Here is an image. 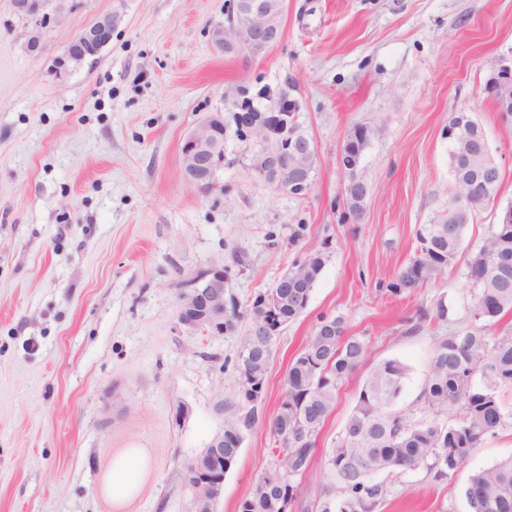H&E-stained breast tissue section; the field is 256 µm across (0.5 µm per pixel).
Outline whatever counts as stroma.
<instances>
[{
  "label": "stroma",
  "instance_id": "obj_1",
  "mask_svg": "<svg viewBox=\"0 0 512 512\" xmlns=\"http://www.w3.org/2000/svg\"><path fill=\"white\" fill-rule=\"evenodd\" d=\"M228 0H64L38 50L14 0H0V512H117L97 487L115 454L144 449L139 494L118 512H193L183 465L241 403L232 364L239 336L178 323L195 274L229 270L247 309L297 256L329 258L306 311L271 345L263 422L224 476L216 512L239 504L272 468L267 424L289 363L320 315L365 337L364 363L340 388L317 439L330 448L369 369L408 367L397 412L419 422L417 398L441 338L469 326L464 264L409 298L379 282L413 256L422 224L447 215L453 180L448 117L469 113L488 132L502 174L469 224L477 249L512 203V128L484 91L495 60L512 53V0H285L282 41L230 56L211 41ZM121 21L99 57L65 81L51 74L64 45L102 13ZM287 90L316 151L312 187L277 191L250 165L251 142L228 139L212 189L182 173L184 136L247 91ZM375 127L361 171L359 222L346 221L339 153L357 125ZM306 225L299 241L291 227ZM246 266L233 264L235 251ZM447 321L420 319L437 299ZM512 455V416L451 478L426 468L383 473L378 512H467L474 471Z\"/></svg>",
  "mask_w": 512,
  "mask_h": 512
}]
</instances>
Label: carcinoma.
Here are the masks:
<instances>
[{"label": "carcinoma", "mask_w": 512, "mask_h": 512, "mask_svg": "<svg viewBox=\"0 0 512 512\" xmlns=\"http://www.w3.org/2000/svg\"><path fill=\"white\" fill-rule=\"evenodd\" d=\"M450 123L463 138H483L485 128L467 112H456ZM453 208L461 182L477 168L449 140ZM465 224L441 220L416 231V250L385 286L390 296L409 297L436 282L458 263ZM327 255L311 253L294 262L292 276H320ZM465 278L473 288L474 324L441 339L417 399L431 421L412 423L393 409L407 377V366L396 359L383 361L367 374L357 403L342 431L325 455L330 477L321 512H376L387 496L379 473L414 470L421 466L437 481L451 477L487 435L496 433L507 416L500 391L512 388V328L494 330L512 314V223L494 224L483 243L470 252ZM288 321L308 307L307 288H290ZM253 313L231 305L224 315V334L247 336L245 318ZM273 338L265 337L253 353L238 352L234 370L243 404L224 421V437L252 430L257 421L246 411L253 395L247 373L257 366L268 372ZM367 355L362 336L345 335L344 318L321 316L304 350L288 366L284 395L272 420L281 458L239 505V512H287L296 499L295 480L305 475L317 457V435L331 413L343 382ZM288 413H283V409ZM468 512H512V456L471 474L465 487Z\"/></svg>", "instance_id": "carcinoma-1"}]
</instances>
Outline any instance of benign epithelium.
<instances>
[{
	"label": "benign epithelium",
	"instance_id": "benign-epithelium-1",
	"mask_svg": "<svg viewBox=\"0 0 512 512\" xmlns=\"http://www.w3.org/2000/svg\"><path fill=\"white\" fill-rule=\"evenodd\" d=\"M16 10L34 22L28 45L39 48L43 30L51 22L44 12L46 0H14ZM285 2L274 6L266 0H230L227 24L217 25L211 32L213 44L226 54L248 51L258 55L277 45L283 37ZM120 15L102 14L78 35L72 38L57 57L53 75L65 80L88 58H96L112 39ZM491 83L486 88L500 112L501 121L512 124V55L500 57L492 66ZM238 110L235 122L241 125L259 146L253 156L252 168L276 190L292 195H303L311 187L313 169L307 165L314 152L310 140L296 136L289 124L290 116L284 106L299 111V103L281 92L272 102L270 111L252 116L239 111L241 100L230 101ZM228 126L224 115L215 112L196 125L181 145V164L184 179L200 190L213 187L214 176L224 164V138ZM366 128L354 129L345 139L340 165L345 173L343 200L348 217L357 220L363 212L367 194L362 192L357 167L362 148L369 142ZM495 172L487 169L478 173L468 184V193L484 195L496 182ZM228 284L224 267H211L189 280V288L179 296L178 320L190 331L221 336L224 334V312L229 310L224 298ZM300 280L283 275L274 286L262 293L263 308L274 313L288 307V288H298ZM192 488L195 491L193 512H213L224 494V433L211 440L200 457L186 464Z\"/></svg>",
	"mask_w": 512,
	"mask_h": 512
}]
</instances>
